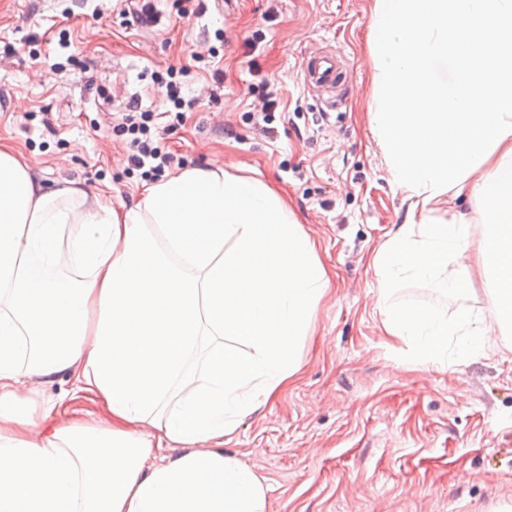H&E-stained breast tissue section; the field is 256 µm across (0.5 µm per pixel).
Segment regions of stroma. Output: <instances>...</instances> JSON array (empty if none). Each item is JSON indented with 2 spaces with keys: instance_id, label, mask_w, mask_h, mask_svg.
<instances>
[{
  "instance_id": "1",
  "label": "stroma",
  "mask_w": 512,
  "mask_h": 512,
  "mask_svg": "<svg viewBox=\"0 0 512 512\" xmlns=\"http://www.w3.org/2000/svg\"><path fill=\"white\" fill-rule=\"evenodd\" d=\"M0 0V139L43 179L134 203L147 182L112 127L130 100L162 113L180 167H221L279 191L315 238L333 286L299 373L238 417L224 449L265 478L267 512H512V350L424 370L386 334L371 266L408 204L370 127L373 0ZM343 60L344 99L306 83V54ZM184 66L193 108L166 114L156 81ZM224 71L215 87L210 71ZM277 98L272 134L262 106ZM408 279L391 303L445 316L485 311L481 280Z\"/></svg>"
}]
</instances>
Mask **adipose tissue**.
Returning a JSON list of instances; mask_svg holds the SVG:
<instances>
[{"instance_id":"ef3b65f1","label":"adipose tissue","mask_w":512,"mask_h":512,"mask_svg":"<svg viewBox=\"0 0 512 512\" xmlns=\"http://www.w3.org/2000/svg\"><path fill=\"white\" fill-rule=\"evenodd\" d=\"M454 194L478 218H434L405 192L372 255L383 327L422 366L512 340V135ZM471 256L486 318L389 304L455 261L448 288L469 292ZM329 286L260 180L186 168L115 204L44 182L0 141V512H265L267 485L224 437L299 372ZM86 393L103 419L68 415Z\"/></svg>"}]
</instances>
